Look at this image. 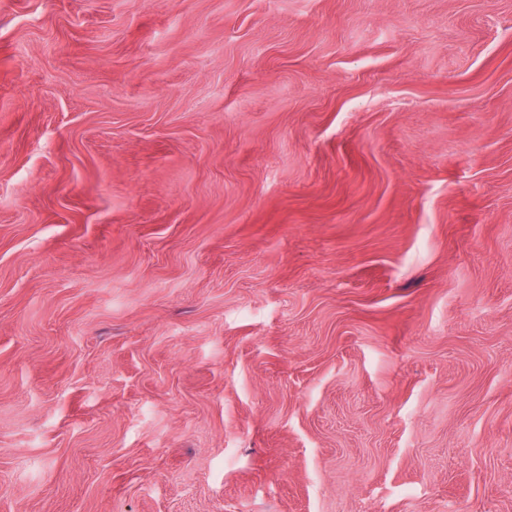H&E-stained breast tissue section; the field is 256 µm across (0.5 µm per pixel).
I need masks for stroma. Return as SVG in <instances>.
<instances>
[{
  "instance_id": "35a3bbf8",
  "label": "stroma",
  "mask_w": 512,
  "mask_h": 512,
  "mask_svg": "<svg viewBox=\"0 0 512 512\" xmlns=\"http://www.w3.org/2000/svg\"><path fill=\"white\" fill-rule=\"evenodd\" d=\"M512 512V0H0V512Z\"/></svg>"
}]
</instances>
